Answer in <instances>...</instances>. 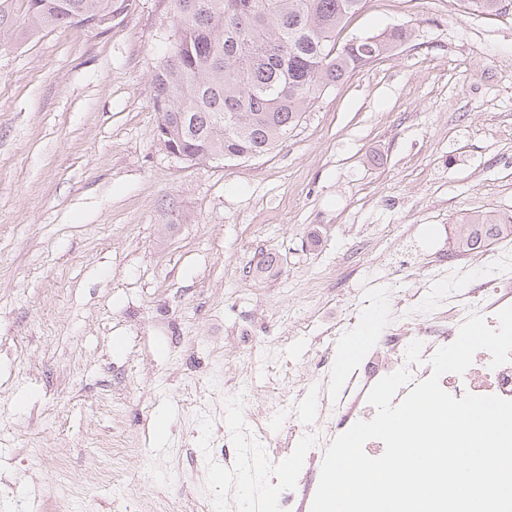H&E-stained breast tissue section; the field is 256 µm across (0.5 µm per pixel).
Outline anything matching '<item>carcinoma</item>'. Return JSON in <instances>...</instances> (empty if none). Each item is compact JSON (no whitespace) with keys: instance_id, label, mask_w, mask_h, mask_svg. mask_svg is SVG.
<instances>
[{"instance_id":"1","label":"carcinoma","mask_w":512,"mask_h":512,"mask_svg":"<svg viewBox=\"0 0 512 512\" xmlns=\"http://www.w3.org/2000/svg\"><path fill=\"white\" fill-rule=\"evenodd\" d=\"M179 24L151 80L166 140L208 161L268 154L326 89L404 43L394 27L368 42L337 44L366 0H159ZM487 15L506 0H464ZM127 0H27L31 33L95 21ZM512 236V218L489 212L455 227L453 248Z\"/></svg>"}]
</instances>
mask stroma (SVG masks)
Returning a JSON list of instances; mask_svg holds the SVG:
<instances>
[{"mask_svg":"<svg viewBox=\"0 0 512 512\" xmlns=\"http://www.w3.org/2000/svg\"><path fill=\"white\" fill-rule=\"evenodd\" d=\"M164 18L0 33V512H311L320 388L364 362L344 345L378 346L415 284L447 293L429 260L456 224L512 215V11L367 0L341 41L411 39L270 153L206 164L156 140Z\"/></svg>","mask_w":512,"mask_h":512,"instance_id":"35a3bbf8","label":"stroma"}]
</instances>
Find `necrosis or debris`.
<instances>
[{
  "label": "necrosis or debris",
  "instance_id": "necrosis-or-debris-1",
  "mask_svg": "<svg viewBox=\"0 0 512 512\" xmlns=\"http://www.w3.org/2000/svg\"><path fill=\"white\" fill-rule=\"evenodd\" d=\"M499 247L487 273L470 289L467 304H460L457 296L451 293L435 308L406 310L407 319L425 325L426 338L422 344L410 350L399 334L385 333L379 349L366 357L363 369L365 383L357 385L352 395L342 403L340 424H347L354 415L367 408L370 380L381 379L403 367L408 368L410 378L394 396L395 401L399 402L418 383L429 378L432 373L430 359L438 348L455 340L462 314L481 315L512 305V236L501 238ZM440 384L447 393L458 399L469 393L512 399V362L494 368L489 358H479L464 374L442 375Z\"/></svg>",
  "mask_w": 512,
  "mask_h": 512
}]
</instances>
